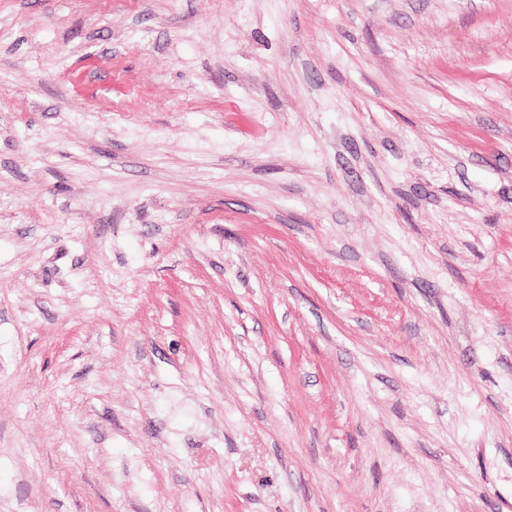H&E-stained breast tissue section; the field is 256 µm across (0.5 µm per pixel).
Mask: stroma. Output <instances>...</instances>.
Listing matches in <instances>:
<instances>
[{"instance_id": "stroma-1", "label": "stroma", "mask_w": 512, "mask_h": 512, "mask_svg": "<svg viewBox=\"0 0 512 512\" xmlns=\"http://www.w3.org/2000/svg\"><path fill=\"white\" fill-rule=\"evenodd\" d=\"M0 512H512V0H0Z\"/></svg>"}]
</instances>
